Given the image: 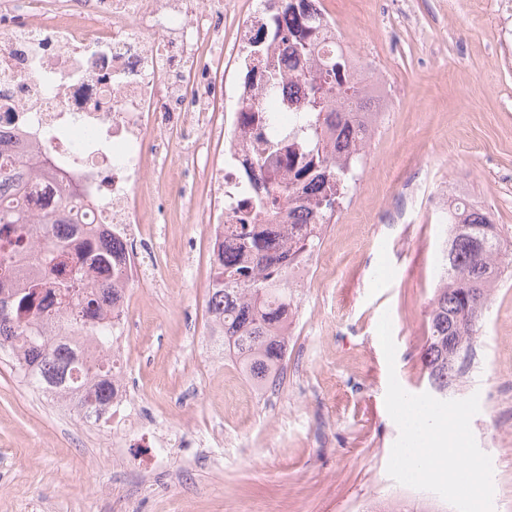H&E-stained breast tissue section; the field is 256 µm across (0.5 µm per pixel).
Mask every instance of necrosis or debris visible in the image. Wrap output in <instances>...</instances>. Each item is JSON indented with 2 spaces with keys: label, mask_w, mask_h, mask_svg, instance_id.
<instances>
[{
  "label": "necrosis or debris",
  "mask_w": 512,
  "mask_h": 512,
  "mask_svg": "<svg viewBox=\"0 0 512 512\" xmlns=\"http://www.w3.org/2000/svg\"><path fill=\"white\" fill-rule=\"evenodd\" d=\"M276 0H257L237 27L231 86L218 81L224 38L217 29L224 0H0V140L31 163L24 205L46 215L68 190L85 224L97 225L115 250L96 284L114 287L115 363L126 354L132 322L130 290L149 276L141 252L127 245L155 221L160 192L178 197L182 178L167 154L173 135L199 132L187 153L215 192L201 210L209 238L237 247L226 233L236 217L225 207L240 192L241 172L260 141L282 139L297 126L306 94L293 79L287 42L267 49L283 74L272 96L248 79L251 43ZM230 97L229 117L215 102ZM141 427L138 404L124 379L112 382V433Z\"/></svg>",
  "instance_id": "necrosis-or-debris-1"
}]
</instances>
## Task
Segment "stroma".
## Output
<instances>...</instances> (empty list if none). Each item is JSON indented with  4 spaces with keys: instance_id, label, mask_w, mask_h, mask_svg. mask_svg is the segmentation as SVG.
<instances>
[{
    "instance_id": "obj_1",
    "label": "stroma",
    "mask_w": 512,
    "mask_h": 512,
    "mask_svg": "<svg viewBox=\"0 0 512 512\" xmlns=\"http://www.w3.org/2000/svg\"><path fill=\"white\" fill-rule=\"evenodd\" d=\"M349 52L385 79L386 117L366 149L360 184L323 244L320 284L298 290L277 392L255 396L238 365L201 348L210 243L191 217L206 198L186 179L157 237L139 242L180 275L146 288L124 375L146 433L113 441L42 400L0 356V512H450L387 473L399 428L389 375L428 392L422 352L444 234L414 207L384 224L385 205L415 178L461 191L489 211L512 246V15L494 0H324ZM389 313L387 364L377 336ZM467 368L449 399L478 395L471 429L493 467V512H512V268L494 288ZM223 428V446L171 443L153 459L149 429Z\"/></svg>"
}]
</instances>
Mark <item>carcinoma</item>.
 I'll list each match as a JSON object with an SVG mask.
<instances>
[{
    "mask_svg": "<svg viewBox=\"0 0 512 512\" xmlns=\"http://www.w3.org/2000/svg\"><path fill=\"white\" fill-rule=\"evenodd\" d=\"M287 30H282L279 21ZM315 16L309 0H280V9L260 28L255 43L264 35L278 37L289 32L293 53L312 60L314 49L307 38ZM257 65L263 67L262 88L274 94L282 76L270 64L262 48H257ZM347 60L338 53L316 61L300 73L308 86L303 114L293 134L296 143L285 148L296 165L293 180L264 182L254 170L242 178L248 197L246 210L231 225L234 236L252 255L250 265L239 264L233 251L221 255L213 265V280L222 288L208 292L207 312L224 337V356L240 366L259 392L276 388L288 335L285 321L295 305L292 291L278 281L279 270L322 244V237L299 234L288 245H272L253 235L250 223L261 218L285 223L300 217L314 224H329L342 206L355 181L362 157L328 151L322 129L343 124V143L362 139L361 131L350 126L353 113L367 112L371 100L347 81ZM26 164L0 151V350L14 352V366L28 367L25 383L35 391L67 390L74 394L73 407L89 409L79 396L91 387L95 410H104L112 399V359L88 361L72 348L76 336H89L101 346L109 342L104 326H88L83 320L88 310L102 302H112V289L101 288L94 300L82 294L83 274L88 268L112 264V242L88 238L81 253V265H69L67 246L70 229L60 221L70 217L74 201L70 194L58 197L56 214L35 222L14 203L21 189ZM446 223L451 237L441 252V276L428 313V336L423 359L431 389L448 392V380L460 370L453 369L454 345L463 351L472 347L491 292L501 274L504 242L490 214L482 209H448Z\"/></svg>",
    "mask_w": 512,
    "mask_h": 512,
    "instance_id": "carcinoma-1",
    "label": "carcinoma"
}]
</instances>
